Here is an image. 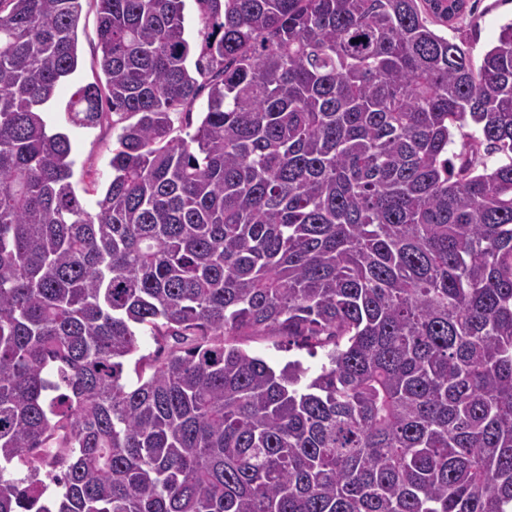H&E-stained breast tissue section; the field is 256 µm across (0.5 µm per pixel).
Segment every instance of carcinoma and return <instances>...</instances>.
Returning a JSON list of instances; mask_svg holds the SVG:
<instances>
[{
    "mask_svg": "<svg viewBox=\"0 0 512 512\" xmlns=\"http://www.w3.org/2000/svg\"><path fill=\"white\" fill-rule=\"evenodd\" d=\"M96 2L92 214L82 0H0V512H512V22L476 67L466 0ZM97 2L82 1L81 20L78 28V48L81 63L72 80L63 82L57 91L52 112H46L47 122L66 133L72 144L71 159L74 161L72 185L86 209L95 213L111 178L109 160L112 156V113H106L91 127H81L70 122L64 107L75 89L88 83L104 81L97 63L101 56L97 39ZM94 180L95 185H90ZM94 190V191H93ZM244 348L264 358L274 368L281 367L288 360L300 359L305 366H310L312 371H315L324 362L323 351L320 349L314 356L310 355L307 349H299L296 345L290 346V350H288V338H283L275 343L257 337L247 341Z\"/></svg>",
    "mask_w": 512,
    "mask_h": 512,
    "instance_id": "carcinoma-1",
    "label": "carcinoma"
}]
</instances>
